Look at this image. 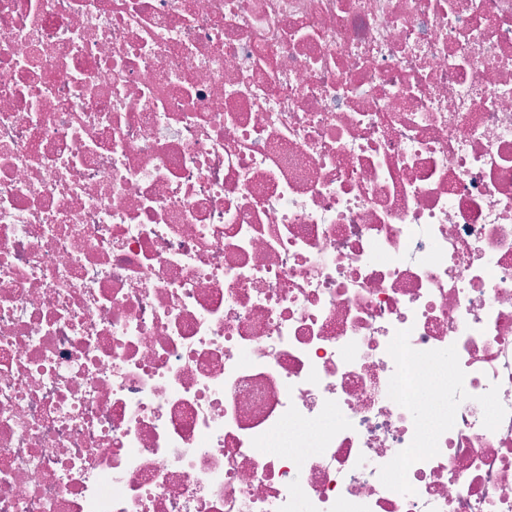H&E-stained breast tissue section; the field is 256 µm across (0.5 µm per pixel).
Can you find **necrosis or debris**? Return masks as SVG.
I'll use <instances>...</instances> for the list:
<instances>
[{
    "instance_id": "4bbe7bcc",
    "label": "necrosis or debris",
    "mask_w": 512,
    "mask_h": 512,
    "mask_svg": "<svg viewBox=\"0 0 512 512\" xmlns=\"http://www.w3.org/2000/svg\"><path fill=\"white\" fill-rule=\"evenodd\" d=\"M0 512H512V0H0Z\"/></svg>"
}]
</instances>
